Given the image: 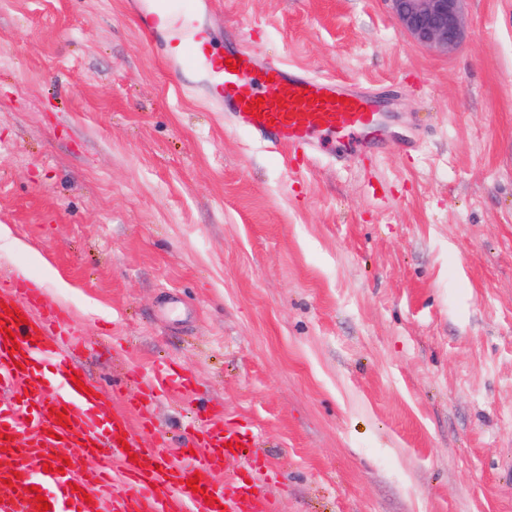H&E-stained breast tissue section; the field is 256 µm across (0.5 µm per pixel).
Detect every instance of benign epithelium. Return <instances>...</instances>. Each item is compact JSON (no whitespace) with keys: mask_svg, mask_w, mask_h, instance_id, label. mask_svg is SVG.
Here are the masks:
<instances>
[{"mask_svg":"<svg viewBox=\"0 0 512 512\" xmlns=\"http://www.w3.org/2000/svg\"><path fill=\"white\" fill-rule=\"evenodd\" d=\"M403 30L418 44L458 47L464 33L463 0H388Z\"/></svg>","mask_w":512,"mask_h":512,"instance_id":"7a95c632","label":"benign epithelium"}]
</instances>
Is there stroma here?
Listing matches in <instances>:
<instances>
[{"label": "stroma", "instance_id": "1", "mask_svg": "<svg viewBox=\"0 0 512 512\" xmlns=\"http://www.w3.org/2000/svg\"><path fill=\"white\" fill-rule=\"evenodd\" d=\"M216 47L377 92L374 143L306 159L231 128L126 0H0V277L104 387L173 360V448L220 404L275 512H512V0L461 45L383 0H196Z\"/></svg>", "mask_w": 512, "mask_h": 512}]
</instances>
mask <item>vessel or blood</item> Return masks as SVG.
<instances>
[{"instance_id": "vessel-or-blood-1", "label": "vessel or blood", "mask_w": 512, "mask_h": 512, "mask_svg": "<svg viewBox=\"0 0 512 512\" xmlns=\"http://www.w3.org/2000/svg\"><path fill=\"white\" fill-rule=\"evenodd\" d=\"M169 68L172 80L187 70L208 71L218 105L234 128L259 136L273 149L313 157L361 150L378 118L365 86L333 77L309 75L281 61L257 65L246 50L228 47L214 55L207 36L198 32L176 48ZM13 281L0 280V391L20 389L19 400L0 399V480L12 493L0 512H39L35 491L46 488L49 512H272L271 501L248 483L250 436L236 423L198 425L179 457L157 432L149 405L172 387L188 388L191 375L164 365L133 373L141 387L136 406L141 430L156 443H141L125 411L109 391L84 376L75 358L79 342L58 328V313L39 289L14 292ZM108 447L121 465L120 478L108 466L89 467L98 448ZM224 473L217 481L216 473ZM197 478L198 491L188 481Z\"/></svg>"}]
</instances>
